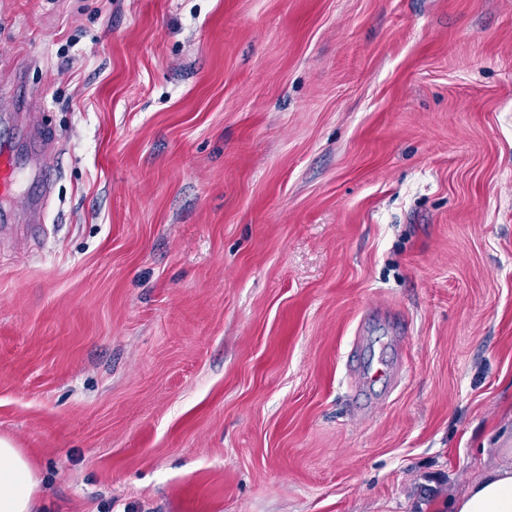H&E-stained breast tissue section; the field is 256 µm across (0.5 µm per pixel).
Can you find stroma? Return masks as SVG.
I'll return each instance as SVG.
<instances>
[{
  "instance_id": "35a3bbf8",
  "label": "stroma",
  "mask_w": 512,
  "mask_h": 512,
  "mask_svg": "<svg viewBox=\"0 0 512 512\" xmlns=\"http://www.w3.org/2000/svg\"><path fill=\"white\" fill-rule=\"evenodd\" d=\"M17 78L37 512H451L512 451V0H0Z\"/></svg>"
}]
</instances>
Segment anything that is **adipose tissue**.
I'll use <instances>...</instances> for the list:
<instances>
[{
  "instance_id": "1",
  "label": "adipose tissue",
  "mask_w": 512,
  "mask_h": 512,
  "mask_svg": "<svg viewBox=\"0 0 512 512\" xmlns=\"http://www.w3.org/2000/svg\"><path fill=\"white\" fill-rule=\"evenodd\" d=\"M40 478L24 453L0 437V512H35ZM452 512H512V455L476 480Z\"/></svg>"
}]
</instances>
